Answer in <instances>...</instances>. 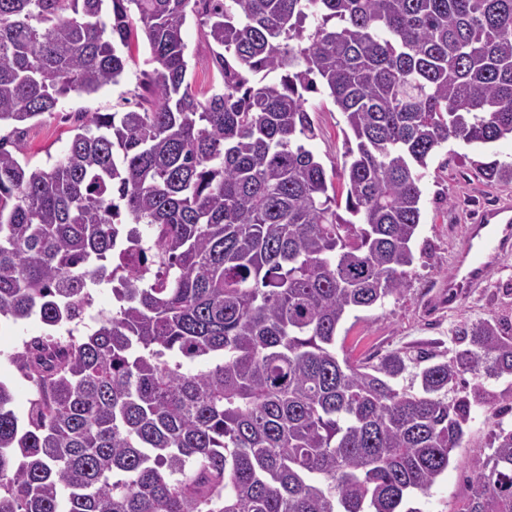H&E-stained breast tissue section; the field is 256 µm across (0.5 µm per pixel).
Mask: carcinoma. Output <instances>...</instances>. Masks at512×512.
Wrapping results in <instances>:
<instances>
[{"instance_id": "carcinoma-1", "label": "carcinoma", "mask_w": 512, "mask_h": 512, "mask_svg": "<svg viewBox=\"0 0 512 512\" xmlns=\"http://www.w3.org/2000/svg\"><path fill=\"white\" fill-rule=\"evenodd\" d=\"M190 13L215 46L200 97ZM140 34L144 104L19 159L27 123L119 82ZM321 89L353 136L343 203L307 148ZM2 122L0 319L47 333L14 356L24 417L0 381V512H420L490 399L465 375L512 376V334L474 324L416 387L407 353L340 358L336 336L404 291L435 149L512 138V0H0ZM128 224L151 230L141 273ZM102 284L118 310L60 350ZM493 446L456 512H512V429Z\"/></svg>"}]
</instances>
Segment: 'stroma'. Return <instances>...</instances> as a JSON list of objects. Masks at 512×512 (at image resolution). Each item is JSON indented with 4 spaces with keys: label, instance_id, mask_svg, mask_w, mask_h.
<instances>
[{
    "label": "stroma",
    "instance_id": "1",
    "mask_svg": "<svg viewBox=\"0 0 512 512\" xmlns=\"http://www.w3.org/2000/svg\"><path fill=\"white\" fill-rule=\"evenodd\" d=\"M182 37L189 81L194 88L209 89L215 78L209 42L192 19L187 20ZM149 57L147 44L139 43L119 84L90 95L69 93L53 114L31 121L25 137L31 165L42 166L48 158L61 155L74 127L85 115L136 108L143 92V75L154 68ZM307 108L318 130L309 147L326 172H333L344 161V116L325 95H309ZM477 157L476 149L455 140L434 152L420 183L422 217L412 244L415 261L409 269L407 286L401 295L387 298L381 305L348 315L338 331L337 349L353 359L372 362L396 349L429 356L434 362L444 361L466 347L465 328L486 319L512 323V259L490 272L483 291L451 307L443 302V284L450 273L448 252L460 226L512 198V184L486 180L474 165ZM36 333L35 327L25 324L0 332V378L10 382L14 408L20 414L28 408L34 389L17 371L11 357ZM479 383L495 402L473 405L464 441L447 473L414 502L420 512H455L467 492L466 479L474 471L476 459L489 449L496 424L512 426V378L485 376Z\"/></svg>",
    "mask_w": 512,
    "mask_h": 512
}]
</instances>
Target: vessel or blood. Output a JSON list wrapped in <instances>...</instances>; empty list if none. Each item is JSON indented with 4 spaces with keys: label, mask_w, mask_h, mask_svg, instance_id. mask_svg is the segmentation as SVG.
Segmentation results:
<instances>
[{
    "label": "vessel or blood",
    "mask_w": 512,
    "mask_h": 512,
    "mask_svg": "<svg viewBox=\"0 0 512 512\" xmlns=\"http://www.w3.org/2000/svg\"><path fill=\"white\" fill-rule=\"evenodd\" d=\"M512 259V202L484 212L478 223L466 225L449 255L453 274L448 299L456 301L482 288L488 272Z\"/></svg>",
    "instance_id": "b4317fda"
}]
</instances>
